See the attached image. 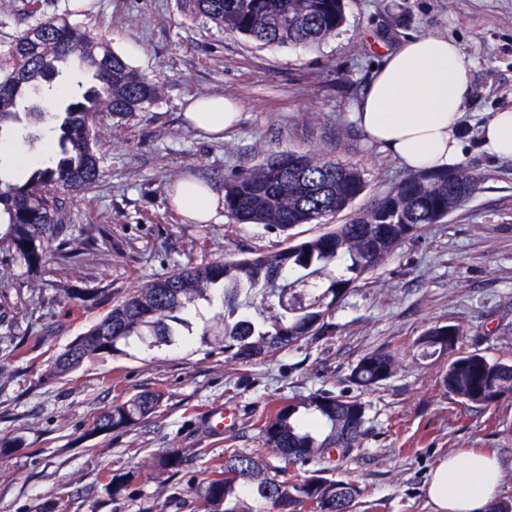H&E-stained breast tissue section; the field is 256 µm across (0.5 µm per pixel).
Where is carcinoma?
Instances as JSON below:
<instances>
[{
  "label": "carcinoma",
  "instance_id": "carcinoma-1",
  "mask_svg": "<svg viewBox=\"0 0 512 512\" xmlns=\"http://www.w3.org/2000/svg\"><path fill=\"white\" fill-rule=\"evenodd\" d=\"M183 11L204 16L262 45L311 47L335 35L345 21L344 0H182ZM65 69L90 77L71 96L57 88L63 108L41 112L40 90ZM159 85L130 66L102 36H93L65 15L40 19L17 32L0 55V131L20 111L30 118L25 139L42 140L46 126L59 132L57 150L42 167L16 181L0 179V217L5 218L14 257L33 267L52 244L76 259L94 240L75 242L65 223L61 196L84 192L101 177L100 118H128L159 100ZM481 176L461 165L419 170L395 184L370 208L344 224L301 240L287 239L277 251L252 257L188 264L133 288L47 366L48 379L69 375L88 359L121 354L120 345L152 338L173 345L192 335L199 303L219 298L222 332L214 345L224 358L249 362L288 345L332 332L329 317L354 284L385 260L411 234L439 224L479 189ZM363 171L316 150L289 152L224 181V209L240 224H262L283 233L320 224L347 210L363 192ZM465 329L435 325L418 340L423 358L448 356L442 387L457 402L489 406L512 396V360L463 350ZM389 351L364 355L351 381L372 389L397 371ZM161 392H146L113 405L94 423L98 431L132 427L154 413ZM366 405L358 398L315 393L277 406L260 425L262 446L249 454L224 452L212 477L200 486L204 512H354L360 489L325 476L323 463L363 447ZM272 451L285 462L266 461ZM185 451L171 448L156 466L176 472ZM312 465L304 474L294 464Z\"/></svg>",
  "mask_w": 512,
  "mask_h": 512
}]
</instances>
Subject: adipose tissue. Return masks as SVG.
<instances>
[{
  "instance_id": "obj_1",
  "label": "adipose tissue",
  "mask_w": 512,
  "mask_h": 512,
  "mask_svg": "<svg viewBox=\"0 0 512 512\" xmlns=\"http://www.w3.org/2000/svg\"><path fill=\"white\" fill-rule=\"evenodd\" d=\"M470 65L447 37L405 41L386 53L355 112L366 135L413 170H444L462 156L458 136L464 105L471 97ZM190 124L223 137L240 119L235 101L209 96L188 99ZM173 204L189 221L205 224L219 209L212 188L183 184ZM503 479L496 457L472 453L438 462L427 486L436 512H488L500 497Z\"/></svg>"
}]
</instances>
